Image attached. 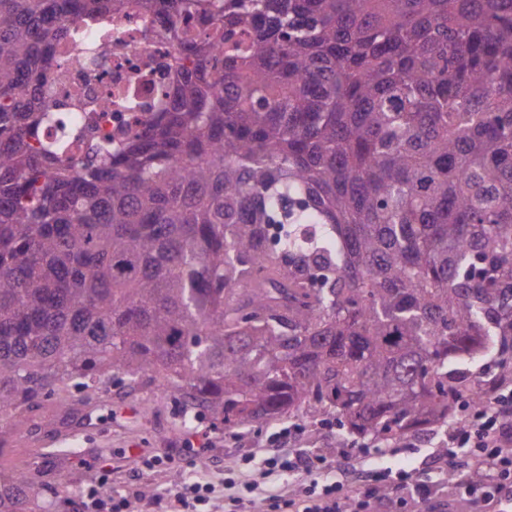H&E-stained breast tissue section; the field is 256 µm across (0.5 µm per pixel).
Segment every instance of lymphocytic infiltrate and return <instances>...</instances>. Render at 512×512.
<instances>
[{
	"label": "lymphocytic infiltrate",
	"instance_id": "1",
	"mask_svg": "<svg viewBox=\"0 0 512 512\" xmlns=\"http://www.w3.org/2000/svg\"><path fill=\"white\" fill-rule=\"evenodd\" d=\"M485 402L462 398L461 419L449 422L442 445L441 470H460L456 494L476 505L479 512H501L505 497H512V381L485 380ZM273 449L263 451L264 475L279 474L302 480L298 492L288 498L289 512H343V504L355 502L357 512H367L377 488L389 489L397 502L412 501L434 508L442 492L436 481L422 479L406 469H375L367 451L348 454L342 470L328 467L324 460L288 450L281 436H274ZM468 449L460 461L459 449ZM265 491L258 479L248 475L221 481L187 480L167 489L160 500L166 512H204L215 500H223L225 512H252Z\"/></svg>",
	"mask_w": 512,
	"mask_h": 512
}]
</instances>
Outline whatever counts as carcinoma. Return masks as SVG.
<instances>
[{
  "label": "carcinoma",
  "mask_w": 512,
  "mask_h": 512,
  "mask_svg": "<svg viewBox=\"0 0 512 512\" xmlns=\"http://www.w3.org/2000/svg\"><path fill=\"white\" fill-rule=\"evenodd\" d=\"M136 6L181 79L81 155L43 78L128 0H0V414L150 371L226 430L447 423L448 362L512 337V0ZM44 489L0 474V512Z\"/></svg>",
  "instance_id": "obj_1"
}]
</instances>
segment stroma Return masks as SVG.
<instances>
[{"mask_svg": "<svg viewBox=\"0 0 512 512\" xmlns=\"http://www.w3.org/2000/svg\"><path fill=\"white\" fill-rule=\"evenodd\" d=\"M154 384L155 377L149 372L136 382L112 380L94 395L91 405L76 404L61 420L51 403L43 402L30 411L27 425L19 430L0 418V465L37 462L46 481L53 484L45 495L48 512H81L82 491L95 476L88 463L97 458L107 460L113 469V494L130 495L133 512H141L143 504L133 494L144 485L160 493L195 476L252 471V457L265 448L272 433L283 428L294 431L292 447L317 454L331 464L353 448L352 437L335 419H312L304 414L256 421L231 431L209 415L188 426L181 419V404L155 393ZM51 420L56 423L52 432L45 428ZM193 431L209 437L210 448L204 455H195L184 446ZM442 436V427L435 426L412 436L411 446L390 447L384 455L429 473ZM62 446L74 448L75 454L65 465L69 483L58 487L54 481L63 465L54 451ZM171 456L176 459L172 465L167 462Z\"/></svg>", "mask_w": 512, "mask_h": 512, "instance_id": "1", "label": "stroma"}]
</instances>
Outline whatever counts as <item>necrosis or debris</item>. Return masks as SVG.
<instances>
[{"mask_svg":"<svg viewBox=\"0 0 512 512\" xmlns=\"http://www.w3.org/2000/svg\"><path fill=\"white\" fill-rule=\"evenodd\" d=\"M149 27L146 15L130 7L113 16L106 32L111 48L100 53L92 65H82L73 49H63L48 84L50 101L62 104L64 111H74L72 95L78 90L83 111L90 112L100 97L125 93L138 102L139 109L114 113L112 127L116 130L134 128L157 112L162 92L178 79L171 60L179 47L152 35Z\"/></svg>","mask_w":512,"mask_h":512,"instance_id":"4bbe7bcc","label":"necrosis or debris"}]
</instances>
